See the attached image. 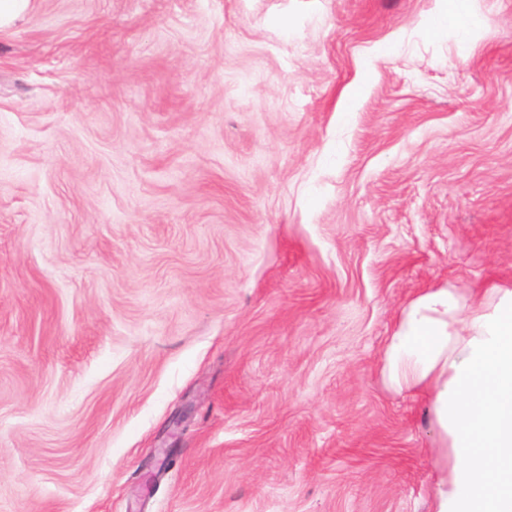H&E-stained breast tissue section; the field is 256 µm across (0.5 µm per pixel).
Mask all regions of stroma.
<instances>
[{
    "instance_id": "obj_1",
    "label": "stroma",
    "mask_w": 512,
    "mask_h": 512,
    "mask_svg": "<svg viewBox=\"0 0 512 512\" xmlns=\"http://www.w3.org/2000/svg\"><path fill=\"white\" fill-rule=\"evenodd\" d=\"M469 8L465 39L448 0L0 30V512H431L386 340L512 283V0Z\"/></svg>"
}]
</instances>
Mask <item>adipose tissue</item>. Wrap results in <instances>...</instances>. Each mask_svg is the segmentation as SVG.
I'll list each match as a JSON object with an SVG mask.
<instances>
[{
    "mask_svg": "<svg viewBox=\"0 0 512 512\" xmlns=\"http://www.w3.org/2000/svg\"><path fill=\"white\" fill-rule=\"evenodd\" d=\"M395 392L424 395L446 452L433 512H512V286L429 288L384 350Z\"/></svg>",
    "mask_w": 512,
    "mask_h": 512,
    "instance_id": "1",
    "label": "adipose tissue"
}]
</instances>
